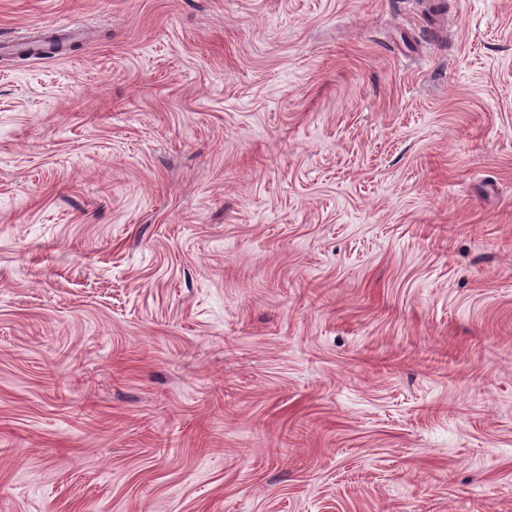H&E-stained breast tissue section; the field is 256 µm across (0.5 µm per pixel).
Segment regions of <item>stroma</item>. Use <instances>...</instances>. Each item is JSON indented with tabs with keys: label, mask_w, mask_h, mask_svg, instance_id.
I'll return each mask as SVG.
<instances>
[{
	"label": "stroma",
	"mask_w": 512,
	"mask_h": 512,
	"mask_svg": "<svg viewBox=\"0 0 512 512\" xmlns=\"http://www.w3.org/2000/svg\"><path fill=\"white\" fill-rule=\"evenodd\" d=\"M0 512H512V0H0Z\"/></svg>",
	"instance_id": "1"
}]
</instances>
